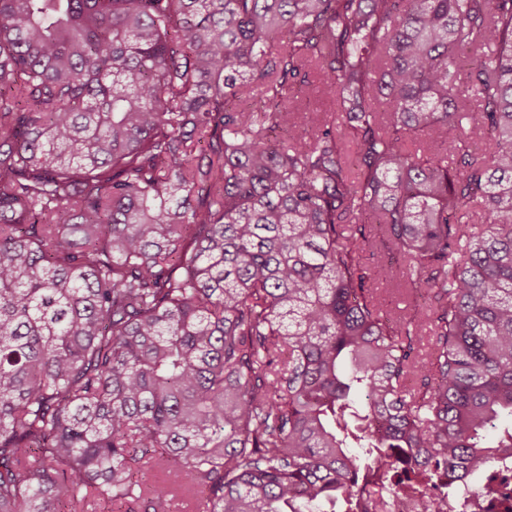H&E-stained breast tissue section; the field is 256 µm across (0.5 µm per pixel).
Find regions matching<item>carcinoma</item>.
Segmentation results:
<instances>
[{
  "instance_id": "cac0c4a2",
  "label": "carcinoma",
  "mask_w": 512,
  "mask_h": 512,
  "mask_svg": "<svg viewBox=\"0 0 512 512\" xmlns=\"http://www.w3.org/2000/svg\"><path fill=\"white\" fill-rule=\"evenodd\" d=\"M504 417L512 0H0V512L506 508ZM315 73L316 70H311L310 80L312 85L295 94L288 102L290 113L287 119V130L289 121L301 130L312 131L318 123L337 118L338 114L334 112L333 102L325 95L318 93L316 86H314L316 83ZM402 261L393 265L390 274L380 281L378 295L384 309L391 318H409L425 313L427 294L422 291L416 296L410 288L406 270L401 267ZM484 478L482 473H476L471 478V483L474 488H477L479 481ZM487 482L480 485L471 495L469 501L470 512H496L492 506L489 494L486 492Z\"/></svg>"
}]
</instances>
